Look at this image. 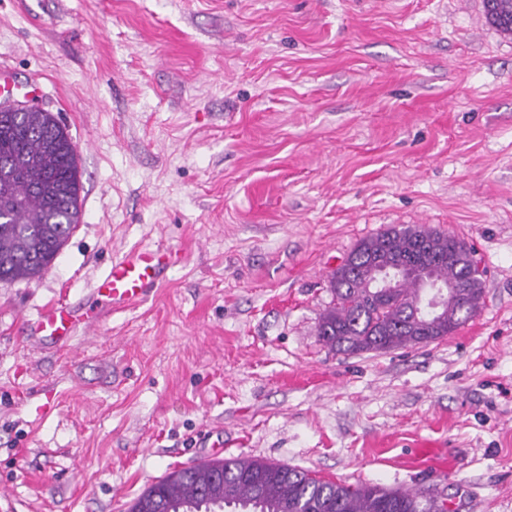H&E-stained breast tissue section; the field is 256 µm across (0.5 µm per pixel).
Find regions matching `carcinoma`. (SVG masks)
Returning a JSON list of instances; mask_svg holds the SVG:
<instances>
[{
    "label": "carcinoma",
    "instance_id": "cac0c4a2",
    "mask_svg": "<svg viewBox=\"0 0 512 512\" xmlns=\"http://www.w3.org/2000/svg\"><path fill=\"white\" fill-rule=\"evenodd\" d=\"M488 22L512 33V0H484ZM80 170L66 129L49 112H0V282L31 280L59 255L79 224ZM349 269L333 273L336 304L318 336L340 353L388 352L444 338L478 311L483 273L472 248L423 226L391 229L362 240ZM388 260L408 277L396 292H368ZM459 283L461 297L430 320L414 315L425 280ZM130 512H453L431 493L380 485H345L309 471L249 457L170 472Z\"/></svg>",
    "mask_w": 512,
    "mask_h": 512
}]
</instances>
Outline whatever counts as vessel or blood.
<instances>
[{
	"instance_id": "1",
	"label": "vessel or blood",
	"mask_w": 512,
	"mask_h": 512,
	"mask_svg": "<svg viewBox=\"0 0 512 512\" xmlns=\"http://www.w3.org/2000/svg\"><path fill=\"white\" fill-rule=\"evenodd\" d=\"M180 258L178 251L162 247H136L124 252L112 260L97 280L87 304L51 301L38 311L36 318L26 321L30 345L39 351L65 347L78 332L94 327L96 311L123 310L142 303L159 288L166 270ZM398 465L404 469L431 467L445 473L453 468L454 462L441 442L423 440Z\"/></svg>"
}]
</instances>
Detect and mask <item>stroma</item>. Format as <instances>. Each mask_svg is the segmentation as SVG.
<instances>
[{
	"label": "stroma",
	"mask_w": 512,
	"mask_h": 512,
	"mask_svg": "<svg viewBox=\"0 0 512 512\" xmlns=\"http://www.w3.org/2000/svg\"><path fill=\"white\" fill-rule=\"evenodd\" d=\"M1 66L65 126L83 189L54 262L0 282V512H129L205 435L512 512V35L483 0H0ZM416 225L473 247L476 315L325 346L336 268ZM143 246L181 254L161 288L31 351L26 320ZM299 371L322 381L282 385ZM425 438L453 471L396 467Z\"/></svg>",
	"instance_id": "obj_1"
}]
</instances>
